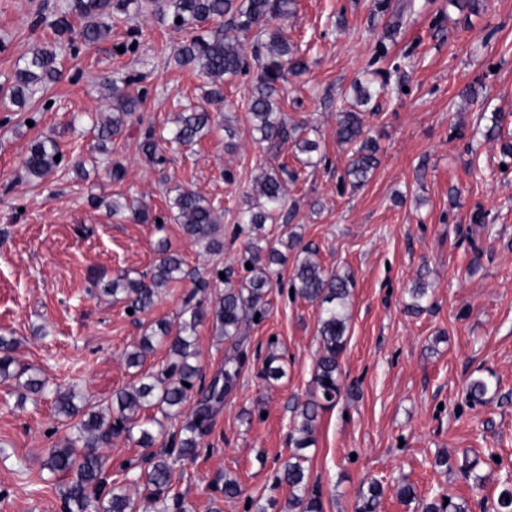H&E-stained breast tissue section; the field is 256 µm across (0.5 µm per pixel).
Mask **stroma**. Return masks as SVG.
<instances>
[{"instance_id":"obj_1","label":"stroma","mask_w":512,"mask_h":512,"mask_svg":"<svg viewBox=\"0 0 512 512\" xmlns=\"http://www.w3.org/2000/svg\"><path fill=\"white\" fill-rule=\"evenodd\" d=\"M376 2L298 0L287 21L307 69L289 77L282 94L291 122L307 121V136L319 145L320 161L310 167L292 145L274 156L254 140L246 76L224 87L235 148L219 129L171 152L165 164L147 163L139 150L145 126L173 128L179 106L199 103L208 88L207 78L172 59L190 31L131 10L100 42H61L54 22L68 0H0V87L11 85L21 58L47 44L56 45L61 71L25 107L0 106V335L15 339L18 366L40 370L51 386L26 400L15 384H0V512H62L64 479L45 465L48 448L70 433L53 410L56 389L74 386L89 403L105 405L141 373L167 365L163 346L139 369L127 367L125 353L149 323L176 321L192 278L167 283L154 306L136 314L105 293L112 278L149 272L162 245L188 272L246 276L248 234L225 236L222 253L206 252L171 218L172 190H194L234 213L257 201L252 181L271 164L299 180L261 247L284 248L298 234L325 269L355 279L341 360L345 390L321 411L306 451L325 512H355L361 483L372 479L385 488L379 512H413L396 496L402 482L424 500L450 495L470 512H494L512 475V169L504 170L501 152L512 141V0H483L471 15L448 0H413L398 30L404 0H387L383 11ZM130 44L135 52H127ZM397 63L402 90L363 108L381 147L379 165L364 187L341 185L347 153L336 142L337 113L354 81ZM127 74L144 75L130 87L143 100L103 154L93 122L112 114L106 80ZM492 112L504 120L488 139L477 125ZM46 136L63 160L35 180L24 161ZM116 161L125 167L118 183L107 173ZM122 195L159 223L111 215L108 201ZM421 274L431 296L415 315L406 310L408 290ZM269 301L266 319L244 332L250 362L197 459L176 469L174 489L195 512H208L224 474L246 495L275 498L288 512V490L274 479L292 452L293 408L310 391L319 309L284 292ZM273 339L285 375L269 384L261 372ZM476 378L488 379L490 389L474 404L466 390ZM440 454L448 467L435 466ZM466 458L475 463L469 477L460 469Z\"/></svg>"}]
</instances>
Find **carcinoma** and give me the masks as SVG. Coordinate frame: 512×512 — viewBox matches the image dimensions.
Returning <instances> with one entry per match:
<instances>
[{
	"instance_id": "1",
	"label": "carcinoma",
	"mask_w": 512,
	"mask_h": 512,
	"mask_svg": "<svg viewBox=\"0 0 512 512\" xmlns=\"http://www.w3.org/2000/svg\"><path fill=\"white\" fill-rule=\"evenodd\" d=\"M156 7L160 18L170 12L172 26L196 32L181 44L174 61L180 68L193 69L211 83L207 106L189 108L178 114L176 125L168 135L156 133L149 126L142 132L140 149L153 164L165 161L168 144L193 146L215 128L214 113L224 108V84L244 75L255 63L258 74L246 89L247 111L255 140L276 150L288 141V116L280 106V83L288 76L303 72L306 62L288 38L283 22L295 14L297 0H140L138 10ZM128 3L120 0H69L68 12L79 19L82 28L80 39L95 43L112 30V11H127ZM181 22H176V19ZM256 32L252 54L246 55L239 36ZM61 75L58 68L56 47L41 48L24 58L15 71L14 83L7 90L9 102L23 106L27 97L38 87L56 81ZM390 76H384L379 85L366 86L359 92V105L369 104L373 97L389 91ZM130 80L112 79V118L98 127L102 142L112 140L125 129L130 115L141 103L140 96L127 91ZM336 141L349 153L345 174L353 187L365 185L378 164V144L365 130L364 114L355 109H344L338 114ZM57 141L47 136L36 140L25 159L29 176L44 179L58 166ZM296 179L285 166L265 170L256 180L255 191L261 202L237 211L236 230L261 231L266 224L279 218L288 197L287 179ZM170 209L184 234L192 241L206 242L212 252L224 248L220 224L224 214L203 196L188 189L176 190ZM289 245L300 249L289 280L294 297L314 303L319 307L318 342L320 345L313 379V391L308 400L298 406L293 417L289 443L295 448L283 462L276 477V484L288 487L291 512H324L322 493L310 483L304 462L307 457L301 450L314 445L319 411L339 402L344 389L341 359L348 342L349 299L354 287L353 275H340L327 271L315 258L316 251L300 246V238L291 237ZM284 256L275 248L264 251L255 243L246 246L243 263L252 265L248 275L233 280L225 272L224 293L212 304L193 299L185 301L180 313L177 332H171L165 321L149 325L136 349L127 354L131 367L142 365L155 345L165 344L170 355L169 365L161 372L147 375L124 389L112 394L106 408H94L75 402V390L56 393L55 413L70 424V436L63 444L48 449L47 468L65 477L61 491L62 512H140V498L130 493L123 482L108 477L107 456L101 451L109 438L121 433L136 439L143 448L155 444L152 426L154 418H141V412L154 409L166 418H176L191 395L197 399L192 419L166 441L165 447L153 452L147 467L134 478L141 494L152 503L155 512H192L185 498L173 492L174 464L193 461L197 457L201 438L211 429L217 409L237 386L247 361L246 349L241 338L242 327L256 321L263 322L269 311L268 295L273 288L271 267L280 265ZM184 262L176 254L160 249V257L150 272L137 278L120 276L112 280L105 292L124 294V300L133 312L144 313L154 304L157 288L178 276H187ZM410 302L407 309L420 312L429 299V288L424 278L416 279L408 290ZM211 321L224 341L234 345V354L224 360V369L217 379L204 384V374L197 364L194 335L205 321ZM15 342L0 336V383L23 380L21 387L27 396H38L46 389L47 382L31 367L11 369L15 364L11 356ZM279 356L270 354L262 371L265 380H279L285 372L278 364ZM189 386H184V383ZM219 493L226 499L243 496L237 479L224 476ZM383 489L371 482L358 491L356 512H377ZM249 508L244 512H274L273 498H245ZM420 512H469L466 502H455L440 496L421 504Z\"/></svg>"
}]
</instances>
